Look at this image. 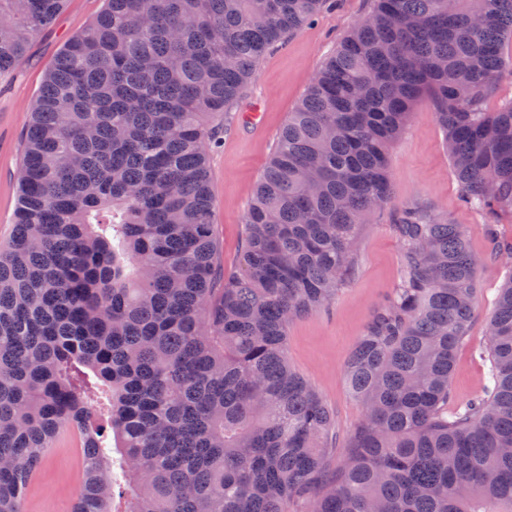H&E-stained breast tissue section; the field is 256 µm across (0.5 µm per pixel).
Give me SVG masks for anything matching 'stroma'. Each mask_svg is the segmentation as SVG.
<instances>
[{
	"instance_id": "obj_1",
	"label": "stroma",
	"mask_w": 512,
	"mask_h": 512,
	"mask_svg": "<svg viewBox=\"0 0 512 512\" xmlns=\"http://www.w3.org/2000/svg\"><path fill=\"white\" fill-rule=\"evenodd\" d=\"M103 7L104 0H67L56 24L33 42L28 58L9 75L0 76V240L8 238L13 227L18 199L14 175L20 163L28 105L64 42L86 29ZM372 7L373 0H339L336 10L322 12L313 24L270 49L225 115L223 145L209 156L214 230L225 273L238 268L246 212L289 112L303 98L321 63ZM253 103L264 114L263 126L246 135L240 129L239 114ZM443 141L431 99L420 98L405 130L389 148L390 200L375 223L361 231L350 277L329 311L305 316L288 327V359L335 410L340 433L351 432L362 417L360 402L347 388L345 365L374 309L398 280L402 244L395 224L399 215L409 208H424L437 218L464 225L476 253L491 247L484 234V215L460 200ZM480 280L482 298L469 338L457 352L450 383L459 404L477 396L482 388L487 365L479 353L487 345V323L502 280L498 265H485ZM80 470L76 452L66 447L50 449L24 497L25 512H70Z\"/></svg>"
}]
</instances>
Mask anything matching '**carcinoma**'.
<instances>
[{"label": "carcinoma", "instance_id": "obj_1", "mask_svg": "<svg viewBox=\"0 0 512 512\" xmlns=\"http://www.w3.org/2000/svg\"><path fill=\"white\" fill-rule=\"evenodd\" d=\"M328 0H106L29 107L0 245V512L45 453L81 448L77 512H512V241L408 210L403 266L346 361L336 413L289 363L288 324L327 310L391 193L387 151L429 97L463 201L512 213V0H375L280 131L239 270L213 233L217 117L267 49ZM66 0H0V75ZM482 396L450 378L482 296ZM342 452L343 462L332 463ZM512 101V76L505 71L496 83L492 93L486 99V107L489 110L498 108L503 103Z\"/></svg>", "mask_w": 512, "mask_h": 512}]
</instances>
